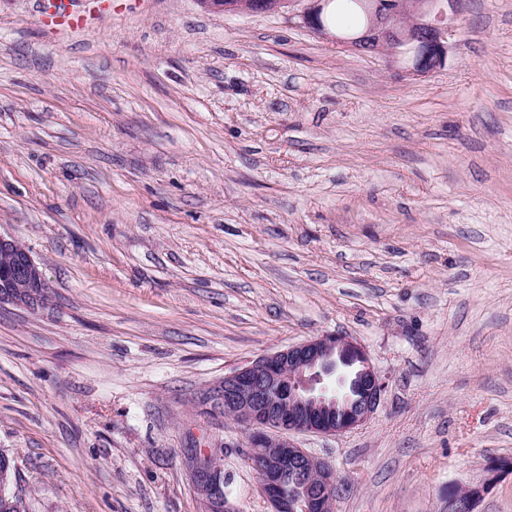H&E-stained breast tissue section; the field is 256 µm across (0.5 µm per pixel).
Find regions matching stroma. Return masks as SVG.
Instances as JSON below:
<instances>
[{"mask_svg":"<svg viewBox=\"0 0 512 512\" xmlns=\"http://www.w3.org/2000/svg\"><path fill=\"white\" fill-rule=\"evenodd\" d=\"M0 0V234L48 301L0 305V450L34 512H270L200 392L326 334L388 377L361 428L298 444L336 512H445L512 462V0H464L420 77L276 13ZM57 1L52 4L50 11H43L39 20L47 25H53L60 30L77 31L83 27V18L68 9L66 1ZM193 469L197 474V488L210 502L211 507L216 512H235L236 509L224 493V476L221 472L214 470L207 463L204 466L201 460L195 462ZM509 464L499 461H491L487 471L491 474V478L486 480L481 486L463 487L465 490L460 491L454 488L448 491V512H476L477 505L485 491L488 490L491 481L498 476L499 473L508 470Z\"/></svg>","mask_w":512,"mask_h":512,"instance_id":"35a3bbf8","label":"stroma"}]
</instances>
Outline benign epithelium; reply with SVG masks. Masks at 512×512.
<instances>
[{
  "label": "benign epithelium",
  "mask_w": 512,
  "mask_h": 512,
  "mask_svg": "<svg viewBox=\"0 0 512 512\" xmlns=\"http://www.w3.org/2000/svg\"><path fill=\"white\" fill-rule=\"evenodd\" d=\"M367 26L356 39L337 36L321 15L329 0H285L293 16L314 34L360 52L403 60L413 50L409 72L422 75L424 63L445 66L448 47L457 34L463 0H364ZM46 283L30 251L0 235V303L29 308L41 304ZM386 378L372 364L366 348L349 336L325 335L264 355L217 381L203 397L213 413L245 427L249 456L255 458L261 490L271 512H335L339 477L325 461L313 476L302 478L296 493H285L288 473L301 472L310 454L295 435H341L363 426L381 402ZM263 448L274 452L265 454ZM509 468L492 461L491 478L482 485L448 491V512H476L491 479ZM197 488L216 512H235L224 493L220 471L197 461Z\"/></svg>",
  "instance_id": "obj_1"
}]
</instances>
